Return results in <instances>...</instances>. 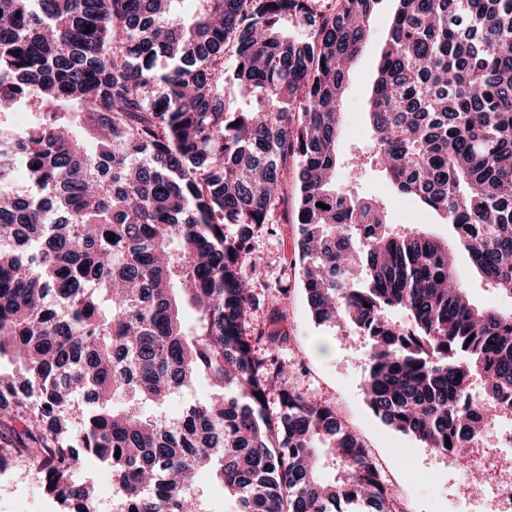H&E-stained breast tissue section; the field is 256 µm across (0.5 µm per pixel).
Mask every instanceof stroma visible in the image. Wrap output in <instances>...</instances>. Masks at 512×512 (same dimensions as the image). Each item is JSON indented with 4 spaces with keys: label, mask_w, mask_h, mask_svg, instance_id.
Returning <instances> with one entry per match:
<instances>
[{
    "label": "stroma",
    "mask_w": 512,
    "mask_h": 512,
    "mask_svg": "<svg viewBox=\"0 0 512 512\" xmlns=\"http://www.w3.org/2000/svg\"><path fill=\"white\" fill-rule=\"evenodd\" d=\"M395 8V0H381L372 19L370 39L349 72L342 106L336 187L385 200L389 223L421 224L445 238L449 235L447 225L418 202L397 194L383 173L370 169L356 179L349 170L354 158L371 143L366 118L368 99ZM297 232L296 224L279 213L271 230L257 234L252 241L259 261L246 265L243 272L256 294L266 301L265 307L256 310L255 322L266 323L268 304L279 303L283 311L279 327L289 339L275 348V357L293 367L294 387L311 399L335 406L343 423L365 441L399 512H449V503L465 490L463 463L386 426L369 409L364 379L370 343L345 328L312 320L296 266ZM0 512L74 510L72 504L49 496L40 474L21 459L8 474L0 475Z\"/></svg>",
    "instance_id": "1"
}]
</instances>
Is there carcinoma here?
<instances>
[{
  "instance_id": "1",
  "label": "carcinoma",
  "mask_w": 512,
  "mask_h": 512,
  "mask_svg": "<svg viewBox=\"0 0 512 512\" xmlns=\"http://www.w3.org/2000/svg\"><path fill=\"white\" fill-rule=\"evenodd\" d=\"M181 2L0 0V117L35 116L0 129V462L77 512H95L71 480L86 456L119 512H206L202 471L236 512H397L361 438L260 353L279 310L249 329L243 266L288 160L312 318L369 339L384 424L464 459L484 411L512 408V313L471 302L448 241L336 189L379 0ZM395 2L351 169L382 168L512 298V0ZM201 379L209 397L168 414Z\"/></svg>"
}]
</instances>
